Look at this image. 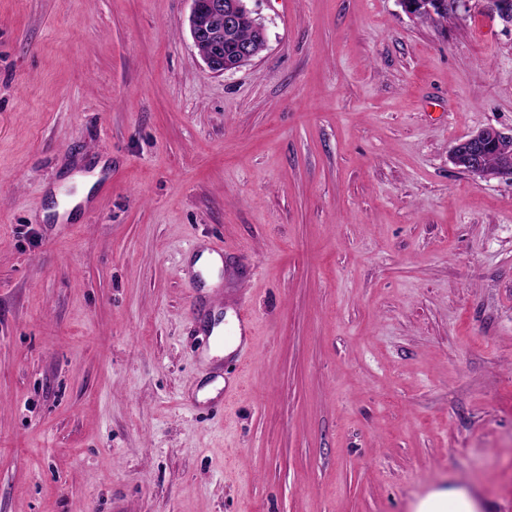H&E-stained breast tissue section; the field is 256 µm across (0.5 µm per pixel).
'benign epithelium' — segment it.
<instances>
[{
    "instance_id": "obj_1",
    "label": "benign epithelium",
    "mask_w": 512,
    "mask_h": 512,
    "mask_svg": "<svg viewBox=\"0 0 512 512\" xmlns=\"http://www.w3.org/2000/svg\"><path fill=\"white\" fill-rule=\"evenodd\" d=\"M244 0H209L205 5L200 0H192L189 16V29L196 47H205L202 58L215 73L222 74L250 62L258 55V49L246 42L240 45L236 58L224 59L221 46L224 32L231 31L243 15ZM487 14L504 21L512 20V0H483ZM497 147V164L493 167L483 162L488 146ZM453 163L472 176L512 180V131L488 127L477 131L467 139L457 143L451 153Z\"/></svg>"
}]
</instances>
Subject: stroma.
<instances>
[{
    "mask_svg": "<svg viewBox=\"0 0 512 512\" xmlns=\"http://www.w3.org/2000/svg\"><path fill=\"white\" fill-rule=\"evenodd\" d=\"M247 5L218 75L190 0H0V512H512V181L451 159L512 130V23ZM449 507H452V510H448ZM481 508V502L466 484L450 482L447 492L436 495L422 504L418 512H480Z\"/></svg>",
    "mask_w": 512,
    "mask_h": 512,
    "instance_id": "1",
    "label": "stroma"
}]
</instances>
